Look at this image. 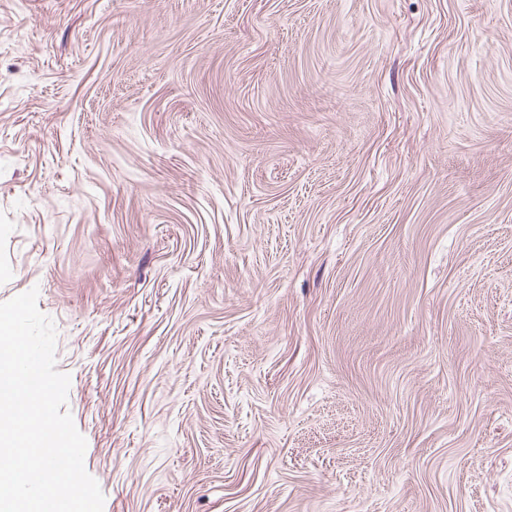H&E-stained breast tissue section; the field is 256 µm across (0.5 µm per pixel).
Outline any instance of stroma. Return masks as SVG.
<instances>
[{
  "mask_svg": "<svg viewBox=\"0 0 512 512\" xmlns=\"http://www.w3.org/2000/svg\"><path fill=\"white\" fill-rule=\"evenodd\" d=\"M103 512H512V0H0V303Z\"/></svg>",
  "mask_w": 512,
  "mask_h": 512,
  "instance_id": "obj_1",
  "label": "stroma"
}]
</instances>
